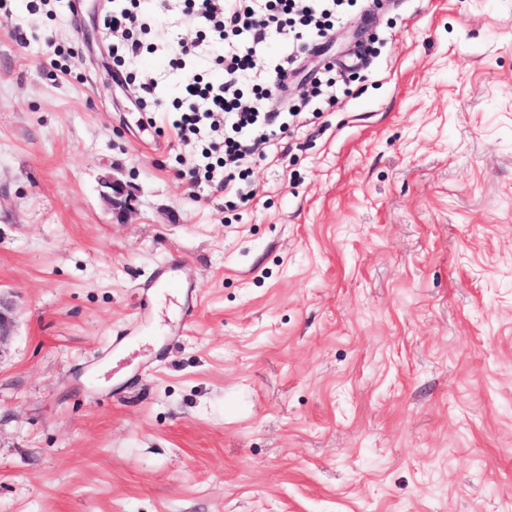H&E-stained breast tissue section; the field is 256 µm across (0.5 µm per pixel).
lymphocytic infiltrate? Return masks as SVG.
Listing matches in <instances>:
<instances>
[{
  "label": "lymphocytic infiltrate",
  "mask_w": 512,
  "mask_h": 512,
  "mask_svg": "<svg viewBox=\"0 0 512 512\" xmlns=\"http://www.w3.org/2000/svg\"><path fill=\"white\" fill-rule=\"evenodd\" d=\"M365 0H180L184 15L200 24L197 41L214 49V64L224 73L218 82L192 77L185 81L174 108L178 116L172 122L177 139L188 141L202 130L213 132L210 153L213 162L204 169H190V186L201 180L220 179L230 204H245L254 197L245 180L248 165L267 157L277 141L288 131L280 113L263 112L259 103L273 99L285 90L288 73L313 42L333 34L352 10L363 7ZM140 18L134 8L113 6L103 17V25L115 39L116 57L140 55L142 43L134 31ZM287 39L293 50L276 61L271 72L260 81L252 75L257 60L268 41ZM196 43L181 44L171 59L182 67L192 56ZM252 81L255 105L242 102L244 81ZM340 87L335 77L322 73L311 81L288 106L291 115L310 111L313 104L334 106Z\"/></svg>",
  "instance_id": "lymphocytic-infiltrate-1"
}]
</instances>
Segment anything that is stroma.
I'll return each instance as SVG.
<instances>
[{
    "label": "stroma",
    "mask_w": 512,
    "mask_h": 512,
    "mask_svg": "<svg viewBox=\"0 0 512 512\" xmlns=\"http://www.w3.org/2000/svg\"><path fill=\"white\" fill-rule=\"evenodd\" d=\"M51 5L0 0V512H512V0L353 11L293 78L363 43L351 95L234 209L132 106L208 46ZM117 2H129L131 7L122 3L112 6V10L106 12L103 17V25L106 30L116 38L113 45L116 62L122 63V57L138 56L142 53V43L134 37V30L140 25V18L134 8L137 7L135 0H120ZM102 183L108 189L103 193V199L112 208V213L120 215L130 208L133 196L127 185L111 176Z\"/></svg>",
    "instance_id": "35a3bbf8"
}]
</instances>
